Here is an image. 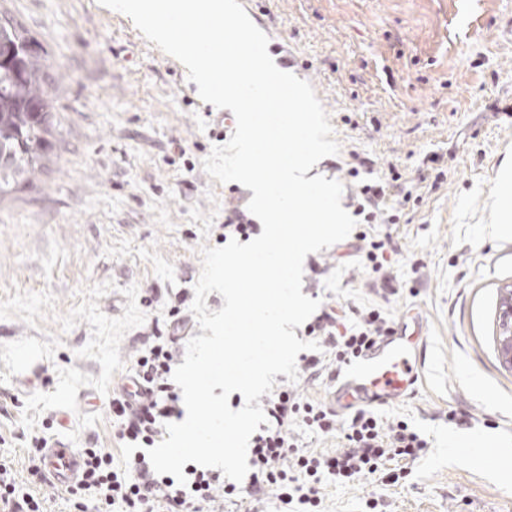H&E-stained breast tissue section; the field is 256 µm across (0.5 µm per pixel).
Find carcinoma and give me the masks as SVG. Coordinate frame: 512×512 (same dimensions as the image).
Listing matches in <instances>:
<instances>
[{
  "label": "carcinoma",
  "instance_id": "obj_1",
  "mask_svg": "<svg viewBox=\"0 0 512 512\" xmlns=\"http://www.w3.org/2000/svg\"><path fill=\"white\" fill-rule=\"evenodd\" d=\"M42 46L11 19L0 21V196L42 167L58 124L43 78Z\"/></svg>",
  "mask_w": 512,
  "mask_h": 512
}]
</instances>
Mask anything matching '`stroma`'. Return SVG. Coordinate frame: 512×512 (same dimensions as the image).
<instances>
[{
  "instance_id": "1",
  "label": "stroma",
  "mask_w": 512,
  "mask_h": 512,
  "mask_svg": "<svg viewBox=\"0 0 512 512\" xmlns=\"http://www.w3.org/2000/svg\"><path fill=\"white\" fill-rule=\"evenodd\" d=\"M244 0L273 61L308 81L338 154L318 172L342 183L399 177L392 224L395 295L381 298L356 236L307 255L302 292L322 307H381L427 325L413 393L379 407L430 440L408 474L322 490L323 512H512V368L497 350L499 295L512 287V235L492 221L512 170V10L482 0ZM47 54L59 124L40 172L0 197V459L47 512H70L32 483L31 439L50 431L122 464L108 404L172 309L181 336L201 246H222L250 191L203 169L233 133L126 15L98 0H0ZM369 159L350 177L356 157Z\"/></svg>"
}]
</instances>
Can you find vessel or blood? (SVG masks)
Instances as JSON below:
<instances>
[{"label": "vessel or blood", "instance_id": "1", "mask_svg": "<svg viewBox=\"0 0 512 512\" xmlns=\"http://www.w3.org/2000/svg\"><path fill=\"white\" fill-rule=\"evenodd\" d=\"M422 333L420 318L412 316L392 336L377 343L337 385L333 393L336 407L347 410L359 405H380L407 396L417 379L419 347L415 338ZM43 462L60 488L73 484L80 474L78 451L60 442L44 449Z\"/></svg>", "mask_w": 512, "mask_h": 512}]
</instances>
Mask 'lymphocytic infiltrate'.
<instances>
[{"label":"lymphocytic infiltrate","mask_w":512,"mask_h":512,"mask_svg":"<svg viewBox=\"0 0 512 512\" xmlns=\"http://www.w3.org/2000/svg\"><path fill=\"white\" fill-rule=\"evenodd\" d=\"M307 333L334 355L337 363L360 358L381 339L393 335L394 326L378 308L355 312L345 319L322 311ZM174 336L157 332L137 359L134 378L141 389L137 399L113 397L110 408L119 440L135 450L124 465L100 448L82 452L79 481L68 486L77 512H102L118 506L122 512H212L216 490L224 500L243 507L266 495L274 496L289 512H320V487L324 482L346 483L380 471L386 462L416 460L428 442L406 420L385 422L374 412L360 409L346 425L322 403L301 397L286 386L264 396L266 421L250 446L252 473L247 485L221 483L219 474L188 465L186 485L155 473L144 451L162 438L166 424L180 417L179 394L171 379L175 364ZM304 425L312 434L340 431L336 453L300 450L290 434L293 425ZM0 512H44L43 502L16 483L10 468L0 464Z\"/></svg>","instance_id":"f902f5d3"}]
</instances>
